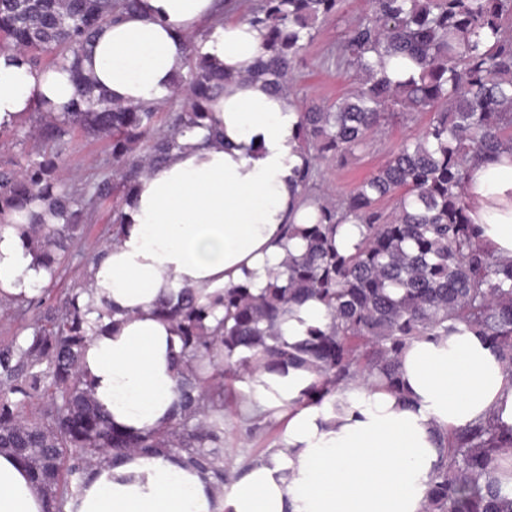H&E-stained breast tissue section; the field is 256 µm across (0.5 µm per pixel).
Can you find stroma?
<instances>
[{
	"instance_id": "obj_1",
	"label": "stroma",
	"mask_w": 512,
	"mask_h": 512,
	"mask_svg": "<svg viewBox=\"0 0 512 512\" xmlns=\"http://www.w3.org/2000/svg\"><path fill=\"white\" fill-rule=\"evenodd\" d=\"M368 8L367 0H345L342 10L322 27L315 42L308 47L296 67L299 85L308 98L334 102L357 83V74L347 67H336L327 60L328 53L338 44L347 28ZM429 120L420 115L415 121H398L379 131L371 146L348 160L341 168L329 167L321 181L323 192L333 199L346 196L360 181L368 177L389 157L404 139L416 136ZM67 150L61 170L63 183L74 192H88L101 180L119 183L120 173L112 163L108 138L77 131L66 137ZM42 149L32 119H24L9 134L0 135V165L12 168L25 163ZM112 225V202L104 200L87 210L83 237L71 247L65 262L58 268L50 286L54 295L82 282L97 248L109 236ZM279 429L248 436L239 415L224 418V443L231 457L242 458L244 449L268 448L278 442Z\"/></svg>"
}]
</instances>
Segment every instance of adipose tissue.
<instances>
[{
    "label": "adipose tissue",
    "instance_id": "adipose-tissue-1",
    "mask_svg": "<svg viewBox=\"0 0 512 512\" xmlns=\"http://www.w3.org/2000/svg\"><path fill=\"white\" fill-rule=\"evenodd\" d=\"M214 12L215 0H142L121 22L98 28L84 74L126 106L164 100L188 70L186 35ZM265 42V30L250 23H212L198 50L227 75L210 103L212 118L138 178L122 207L118 243L88 271L82 371L117 429L146 433L179 411L180 342L159 304L177 302L185 288L203 297L235 286L259 291L268 268L300 246L284 236L287 224L305 221L296 172L307 156L295 139L293 99L254 75ZM78 92L68 71L0 54L1 126ZM464 192L483 240L512 257V152L472 162ZM22 222L14 212L0 227V291L29 296L50 275ZM401 375L403 398L353 382L319 402L303 397L315 380L304 369L254 374L243 413L272 416L282 435L225 488L223 501L175 456H131L87 472L78 512H422L440 464V434L489 417L512 427V378L464 327L413 340ZM48 508L15 457L0 452V512Z\"/></svg>",
    "mask_w": 512,
    "mask_h": 512
}]
</instances>
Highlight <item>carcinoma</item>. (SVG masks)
Returning <instances> with one entry per match:
<instances>
[{
    "label": "carcinoma",
    "mask_w": 512,
    "mask_h": 512,
    "mask_svg": "<svg viewBox=\"0 0 512 512\" xmlns=\"http://www.w3.org/2000/svg\"><path fill=\"white\" fill-rule=\"evenodd\" d=\"M140 0H0V53L19 52L34 68L64 66L84 84L81 98L45 112L42 159L22 174L0 170V225L11 211L27 213L50 272L82 234L84 199L61 188L57 169L64 137L83 128L111 140L122 172L121 201L110 242L118 240L122 205L132 184L161 164L188 130L211 119L209 104L224 91V72L196 53L189 80L167 129L155 103L127 108L95 93L80 62L98 27L137 10ZM342 0H258L239 19L266 31L257 76L298 97V141L308 164L298 172L300 202L315 207L307 224L288 225L302 241L257 294L228 288L200 302L190 289L164 311L182 344L176 387L181 410L144 434L120 433L91 396L82 374L89 339L78 297L69 289L40 314L28 333L0 345V451L11 453L65 512L84 477L106 457L176 456L212 478L215 495L259 456L224 460V414L238 411L234 386L257 370L301 367L316 374L309 396L322 402L349 382H371L404 395L400 358L423 336H446L463 325L484 337L512 370V259H502L471 223L463 185L475 159L493 161L512 149V0H369L331 56L362 76L344 98L323 104L299 97L294 68ZM404 79L393 80L384 64ZM420 114L429 122L412 141L338 202L318 192L322 164L342 165L367 148L391 119ZM398 197L392 212L382 202ZM64 217L49 224L47 215ZM359 228L349 248L337 237ZM0 299L24 316L43 300ZM314 299L329 323L306 339L285 342L279 324ZM443 460L422 512H512V496L490 478L494 463L512 457V428L491 419L444 436Z\"/></svg>",
    "instance_id": "obj_1"
}]
</instances>
